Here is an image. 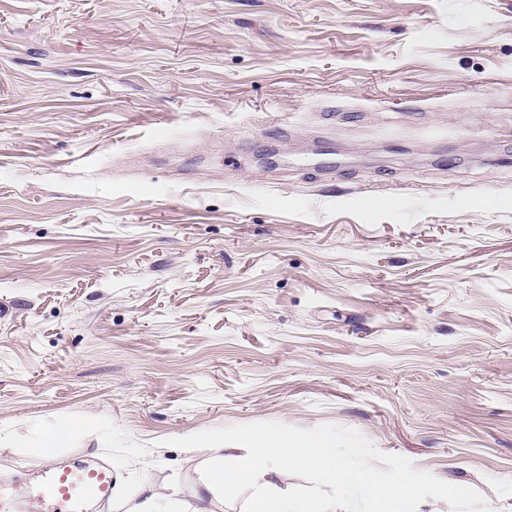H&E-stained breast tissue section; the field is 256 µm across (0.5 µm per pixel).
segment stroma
Masks as SVG:
<instances>
[{
    "label": "stroma",
    "mask_w": 512,
    "mask_h": 512,
    "mask_svg": "<svg viewBox=\"0 0 512 512\" xmlns=\"http://www.w3.org/2000/svg\"><path fill=\"white\" fill-rule=\"evenodd\" d=\"M3 302L0 482L194 512L208 437L278 426L506 512L512 0H0ZM78 424L74 421H66L58 424L53 432L46 436L36 430L25 429L17 435V440L35 454L45 453L47 448L68 447ZM119 476L111 466L88 468L62 464L35 483H0L1 512H89L94 502L112 500ZM134 493L140 499L136 512H182L174 493L160 494L148 482L139 483Z\"/></svg>",
    "instance_id": "1"
}]
</instances>
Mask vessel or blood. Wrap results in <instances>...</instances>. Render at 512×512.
<instances>
[{"mask_svg":"<svg viewBox=\"0 0 512 512\" xmlns=\"http://www.w3.org/2000/svg\"><path fill=\"white\" fill-rule=\"evenodd\" d=\"M118 485L109 465L62 464L34 483H0V512H89L92 503L111 501Z\"/></svg>","mask_w":512,"mask_h":512,"instance_id":"1","label":"vessel or blood"}]
</instances>
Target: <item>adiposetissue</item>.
<instances>
[{
    "label": "adipose tissue",
    "instance_id": "1",
    "mask_svg": "<svg viewBox=\"0 0 512 512\" xmlns=\"http://www.w3.org/2000/svg\"><path fill=\"white\" fill-rule=\"evenodd\" d=\"M210 442L214 466L195 490L204 505L223 495L245 499L247 512H407L410 506L406 489L382 484L369 471L338 461L325 436L297 441L283 430L267 428L243 443L225 444L220 435ZM295 468L313 472L337 488L338 496L312 498L279 488L278 478Z\"/></svg>",
    "mask_w": 512,
    "mask_h": 512
}]
</instances>
